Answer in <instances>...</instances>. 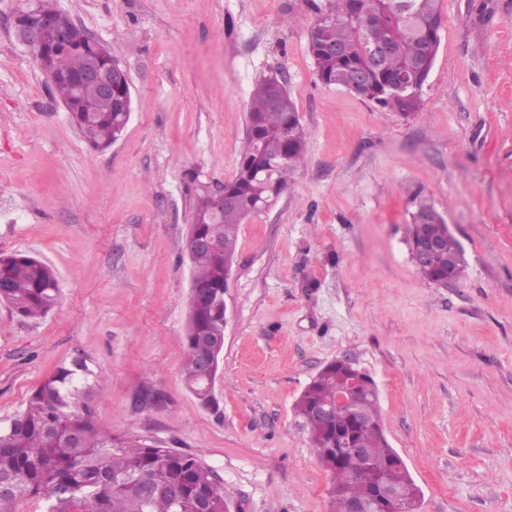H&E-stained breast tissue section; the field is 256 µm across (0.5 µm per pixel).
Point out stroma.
Listing matches in <instances>:
<instances>
[{"label":"stroma","instance_id":"35a3bbf8","mask_svg":"<svg viewBox=\"0 0 512 512\" xmlns=\"http://www.w3.org/2000/svg\"><path fill=\"white\" fill-rule=\"evenodd\" d=\"M0 0V253L58 272L37 321L0 302V427L59 365L102 377L112 434L197 455L236 512H333L294 405L350 356L423 493L420 512H512V0H441L440 46L409 115L322 84L324 0H54L126 68L123 137L92 149ZM281 74L304 166L240 226L224 352L205 407L182 375L197 183L235 173L256 80ZM459 240L462 279L410 254L415 200Z\"/></svg>","mask_w":512,"mask_h":512}]
</instances>
